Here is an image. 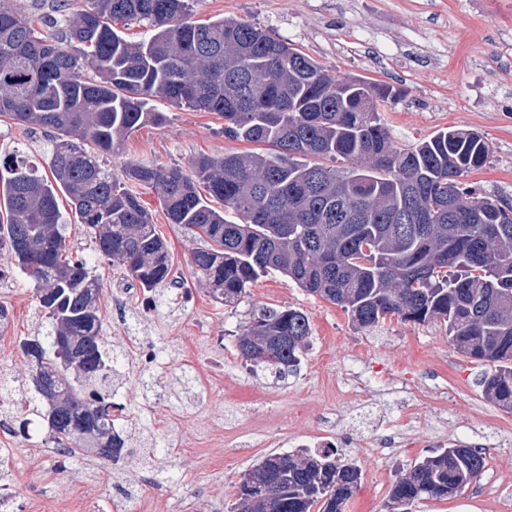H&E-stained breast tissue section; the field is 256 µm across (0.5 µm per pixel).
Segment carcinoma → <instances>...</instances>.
Wrapping results in <instances>:
<instances>
[{
    "instance_id": "carcinoma-1",
    "label": "carcinoma",
    "mask_w": 512,
    "mask_h": 512,
    "mask_svg": "<svg viewBox=\"0 0 512 512\" xmlns=\"http://www.w3.org/2000/svg\"><path fill=\"white\" fill-rule=\"evenodd\" d=\"M189 0H62L35 32L0 6V116L49 135L52 179L19 159L0 162V251L31 281L48 326L19 341L31 356L29 411L71 447L118 448L112 363L99 315L101 282L73 255L60 228L58 194L70 201L95 249L148 292L169 281V248L128 182L152 188L172 224L206 241L191 255L213 300L241 301L279 272L310 295L371 328L388 316L440 322L448 341L485 362L484 394L512 412V202L469 174L490 146L472 130L446 128L415 145L391 140L381 110L403 90L364 76L332 75L288 41L239 19L190 20ZM149 25L130 41L113 27ZM224 116V135L267 152L200 156L190 168L104 156L165 115L155 98ZM204 186L216 208L198 190ZM311 334L308 317L268 310L237 338L246 360L280 378ZM59 336L84 356L65 368ZM266 348L267 360L256 359ZM485 456L452 443L390 487L388 504L448 497L476 480ZM361 467L330 452L275 453L240 479L228 512H346Z\"/></svg>"
}]
</instances>
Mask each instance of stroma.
I'll return each instance as SVG.
<instances>
[{"mask_svg":"<svg viewBox=\"0 0 512 512\" xmlns=\"http://www.w3.org/2000/svg\"><path fill=\"white\" fill-rule=\"evenodd\" d=\"M221 17L262 27L331 71L403 89L384 114L396 145L446 127L480 133L491 153L470 179L512 199V0H193V20ZM152 106L164 123L132 133L109 167L186 169L201 155L259 149L226 137L221 114L162 99ZM8 154L50 177L48 137L0 116V158ZM137 191L170 251L171 281L147 310L139 285L97 253L67 198L58 199L69 245L102 284V334L120 355L112 376V400L123 408L118 425L138 432L119 462L74 457L62 469L46 458L54 445L45 425L34 424L27 440L11 432L30 387L18 341L44 318L27 278L0 280L9 313L0 379L13 399L11 411L0 412V479L15 489L8 512H227L253 464L321 441L362 468L347 512H386L397 477L451 442L484 449V471L456 495L418 501L412 512H512V413L484 395L487 364L458 352L444 325L391 316L361 329L274 272L237 304L217 303L191 276L203 240L169 223L151 188ZM289 306L305 312L312 334L297 370L277 380L241 358L236 338L263 310ZM144 343L157 353L150 369L135 360Z\"/></svg>","mask_w":512,"mask_h":512,"instance_id":"1","label":"stroma"}]
</instances>
